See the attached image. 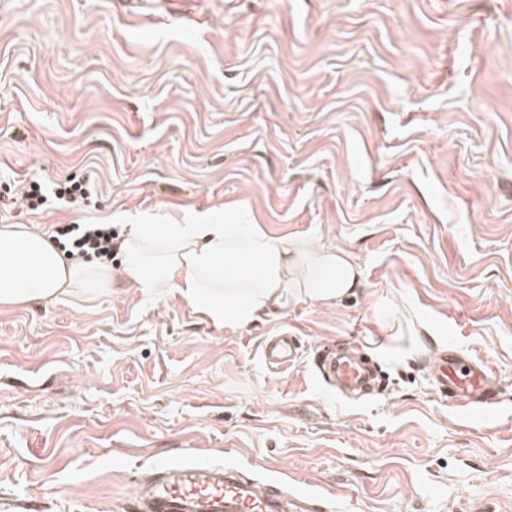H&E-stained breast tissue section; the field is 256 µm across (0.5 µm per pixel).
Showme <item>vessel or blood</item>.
I'll return each instance as SVG.
<instances>
[{"instance_id": "obj_1", "label": "vessel or blood", "mask_w": 512, "mask_h": 512, "mask_svg": "<svg viewBox=\"0 0 512 512\" xmlns=\"http://www.w3.org/2000/svg\"><path fill=\"white\" fill-rule=\"evenodd\" d=\"M298 346L294 337L281 334L263 347L266 364L281 370L295 365ZM318 372L333 380L338 389L372 392L371 374L351 352L339 350L321 356ZM439 389L471 413L488 416L497 406L492 392L498 381L482 361L451 350L432 365ZM131 512H312V499L303 492L288 495L271 484L257 487L239 471L221 465H205L191 458L152 467L131 498Z\"/></svg>"}]
</instances>
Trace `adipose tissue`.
<instances>
[{"label":"adipose tissue","mask_w":512,"mask_h":512,"mask_svg":"<svg viewBox=\"0 0 512 512\" xmlns=\"http://www.w3.org/2000/svg\"><path fill=\"white\" fill-rule=\"evenodd\" d=\"M120 250L127 282L151 296L178 293L224 329L250 324L291 296L334 307L360 278L346 251L313 239L291 242L229 214L131 224ZM111 284V266L67 262L45 233L24 224L0 225V307Z\"/></svg>","instance_id":"ef3b65f1"}]
</instances>
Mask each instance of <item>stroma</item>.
Segmentation results:
<instances>
[{
  "label": "stroma",
  "instance_id": "1",
  "mask_svg": "<svg viewBox=\"0 0 512 512\" xmlns=\"http://www.w3.org/2000/svg\"><path fill=\"white\" fill-rule=\"evenodd\" d=\"M0 0V225L50 233L248 213L351 253L339 306L288 299L224 330L179 294L0 307V512H129L192 452L305 490L314 512H512V0ZM95 206L32 210L31 177ZM295 336L279 373L261 342ZM347 341L382 384L316 369ZM499 379L473 419L444 348Z\"/></svg>",
  "mask_w": 512,
  "mask_h": 512
}]
</instances>
